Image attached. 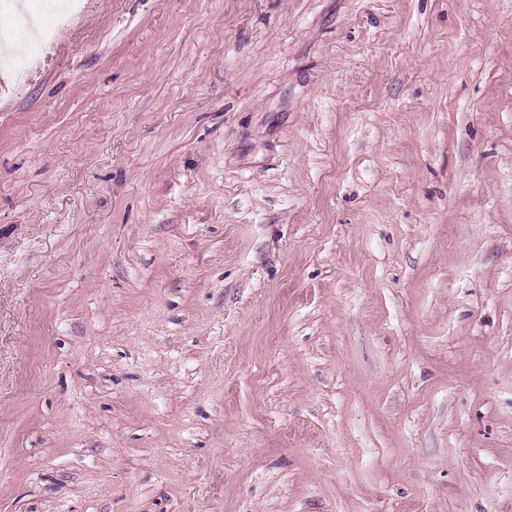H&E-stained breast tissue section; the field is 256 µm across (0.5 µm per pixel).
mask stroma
<instances>
[{"label": "stroma", "instance_id": "stroma-1", "mask_svg": "<svg viewBox=\"0 0 512 512\" xmlns=\"http://www.w3.org/2000/svg\"><path fill=\"white\" fill-rule=\"evenodd\" d=\"M51 2L0 512H512V0Z\"/></svg>", "mask_w": 512, "mask_h": 512}]
</instances>
